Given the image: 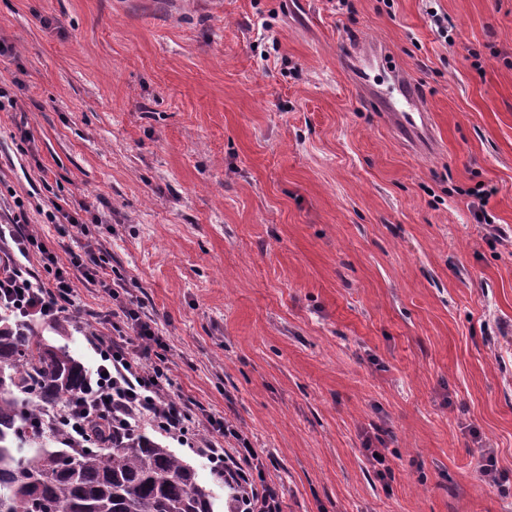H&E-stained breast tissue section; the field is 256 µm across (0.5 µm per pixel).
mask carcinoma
<instances>
[{
  "instance_id": "cac0c4a2",
  "label": "carcinoma",
  "mask_w": 512,
  "mask_h": 512,
  "mask_svg": "<svg viewBox=\"0 0 512 512\" xmlns=\"http://www.w3.org/2000/svg\"><path fill=\"white\" fill-rule=\"evenodd\" d=\"M84 367L29 324L0 316V512H214L212 491L170 449L129 432L68 447L61 428Z\"/></svg>"
}]
</instances>
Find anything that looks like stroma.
Returning <instances> with one entry per match:
<instances>
[{
	"label": "stroma",
	"instance_id": "obj_1",
	"mask_svg": "<svg viewBox=\"0 0 512 512\" xmlns=\"http://www.w3.org/2000/svg\"><path fill=\"white\" fill-rule=\"evenodd\" d=\"M361 41L426 100L434 152L360 87L390 82L373 54L343 67ZM1 84L0 224L21 197L63 260L49 195L102 214L106 281L283 512H512V0H0ZM35 328L95 369L88 329ZM481 479L491 485H500L494 451L491 448H478L475 466Z\"/></svg>",
	"mask_w": 512,
	"mask_h": 512
}]
</instances>
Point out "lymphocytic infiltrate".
<instances>
[{"mask_svg":"<svg viewBox=\"0 0 512 512\" xmlns=\"http://www.w3.org/2000/svg\"><path fill=\"white\" fill-rule=\"evenodd\" d=\"M14 205L10 223L0 225V243L7 246L0 254V311L23 319L68 317L94 329L91 346L100 362L86 386L72 396L62 419L69 438L89 439L93 426L102 423L117 434L147 425L187 441L193 411L175 392L168 360L157 350L161 340L153 320L127 304L107 311L77 305L74 279L78 276L101 284L108 296L116 294L101 282V263L93 244L78 243L68 264H60L41 236L21 231L26 210L22 200ZM33 253L42 259V273H34L26 264ZM105 324L111 325V333L102 332ZM203 454L238 491L239 512H282L278 490L255 480V449L208 447Z\"/></svg>","mask_w":512,"mask_h":512,"instance_id":"f902f5d3","label":"lymphocytic infiltrate"}]
</instances>
